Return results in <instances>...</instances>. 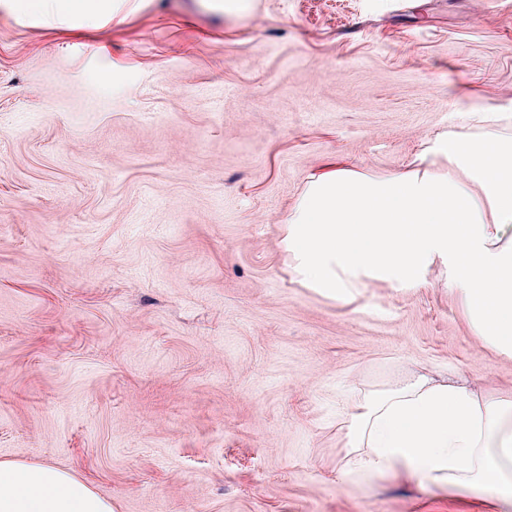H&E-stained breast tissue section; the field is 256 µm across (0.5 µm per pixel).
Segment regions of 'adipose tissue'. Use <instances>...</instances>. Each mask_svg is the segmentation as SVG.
<instances>
[{
	"label": "adipose tissue",
	"instance_id": "adipose-tissue-1",
	"mask_svg": "<svg viewBox=\"0 0 512 512\" xmlns=\"http://www.w3.org/2000/svg\"><path fill=\"white\" fill-rule=\"evenodd\" d=\"M7 6L72 32L99 29L112 16V0ZM486 121L478 141L454 136L436 145L444 173L372 176L329 163L286 220L283 244L301 282L347 303L365 278L414 283L447 257L469 332L512 355V138L501 130L503 114ZM339 418L342 480L405 474L451 493L492 488L483 502L493 512L512 504L510 399L414 371L346 401ZM0 512H112V505L67 471L0 460Z\"/></svg>",
	"mask_w": 512,
	"mask_h": 512
}]
</instances>
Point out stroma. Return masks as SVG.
<instances>
[{"label":"stroma","instance_id":"obj_1","mask_svg":"<svg viewBox=\"0 0 512 512\" xmlns=\"http://www.w3.org/2000/svg\"><path fill=\"white\" fill-rule=\"evenodd\" d=\"M113 7L81 38L0 7V460L115 512H480L337 480V407L413 370L512 394V358L442 265L306 287L283 221L329 162L399 173L512 114V0Z\"/></svg>","mask_w":512,"mask_h":512}]
</instances>
